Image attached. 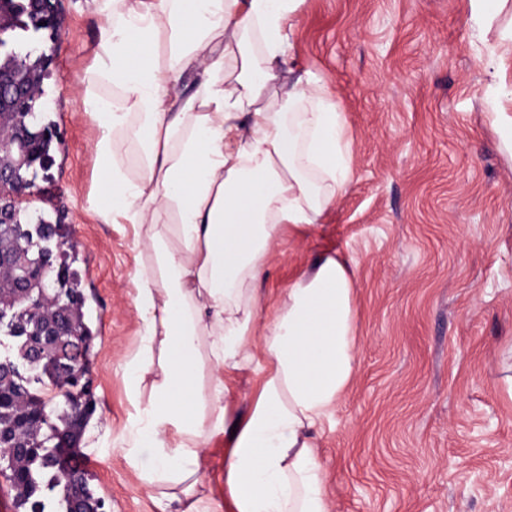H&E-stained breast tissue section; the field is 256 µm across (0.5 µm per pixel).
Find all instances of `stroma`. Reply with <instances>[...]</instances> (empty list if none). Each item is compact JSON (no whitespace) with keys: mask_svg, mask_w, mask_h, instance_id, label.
Masks as SVG:
<instances>
[{"mask_svg":"<svg viewBox=\"0 0 512 512\" xmlns=\"http://www.w3.org/2000/svg\"><path fill=\"white\" fill-rule=\"evenodd\" d=\"M50 3L59 29L17 37L46 56L42 123L59 145L21 207L76 244L59 262L93 336L86 482L102 512H160L121 451L153 257L137 225L94 213L100 131L78 94L103 19L94 0ZM293 19L300 72L340 102L353 176L321 224L276 246L260 318L321 253L358 261L356 373L319 432L330 512H512V166L493 122L512 113V47L492 85L470 0H300Z\"/></svg>","mask_w":512,"mask_h":512,"instance_id":"1","label":"stroma"}]
</instances>
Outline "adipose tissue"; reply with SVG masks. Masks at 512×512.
I'll return each instance as SVG.
<instances>
[{
    "instance_id": "1",
    "label": "adipose tissue",
    "mask_w": 512,
    "mask_h": 512,
    "mask_svg": "<svg viewBox=\"0 0 512 512\" xmlns=\"http://www.w3.org/2000/svg\"><path fill=\"white\" fill-rule=\"evenodd\" d=\"M470 2L495 65L512 44V0ZM298 3L98 0L81 90L105 172L94 212L142 228L155 260L134 299L146 343L124 372L140 409L123 454L161 512H329L317 434L355 376L356 262L319 257L258 320L282 231L319 224L353 174L329 84L284 75ZM126 129L143 153L133 178L117 160ZM259 354L263 380L228 426V381ZM221 435L219 501L204 478Z\"/></svg>"
}]
</instances>
